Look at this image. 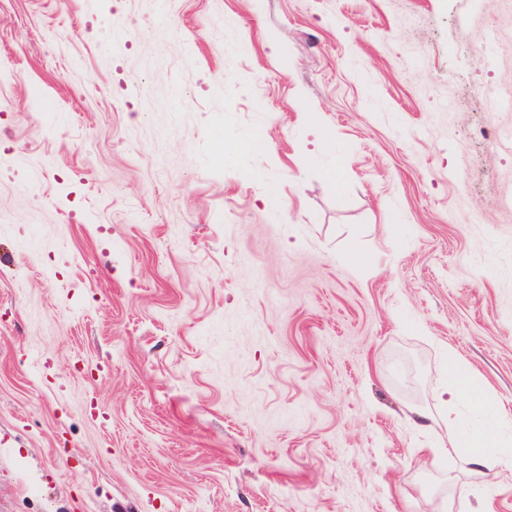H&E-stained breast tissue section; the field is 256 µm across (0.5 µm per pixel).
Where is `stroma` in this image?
Returning <instances> with one entry per match:
<instances>
[{
	"label": "stroma",
	"mask_w": 512,
	"mask_h": 512,
	"mask_svg": "<svg viewBox=\"0 0 512 512\" xmlns=\"http://www.w3.org/2000/svg\"><path fill=\"white\" fill-rule=\"evenodd\" d=\"M167 12L0 0V512H512V0Z\"/></svg>",
	"instance_id": "stroma-1"
}]
</instances>
